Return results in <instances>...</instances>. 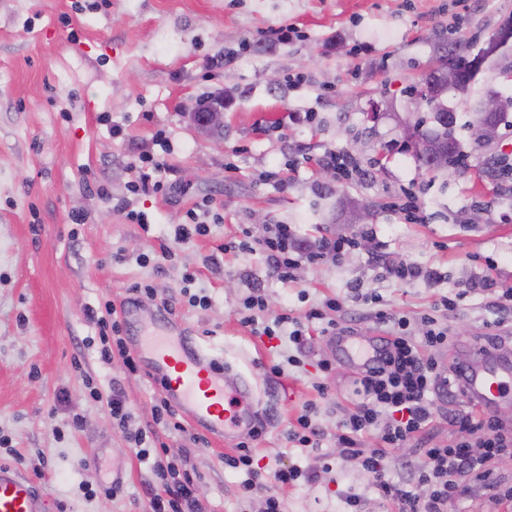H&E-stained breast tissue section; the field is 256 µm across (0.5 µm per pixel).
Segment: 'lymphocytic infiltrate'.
Listing matches in <instances>:
<instances>
[{
  "label": "lymphocytic infiltrate",
  "instance_id": "lymphocytic-infiltrate-1",
  "mask_svg": "<svg viewBox=\"0 0 512 512\" xmlns=\"http://www.w3.org/2000/svg\"><path fill=\"white\" fill-rule=\"evenodd\" d=\"M354 236H323L311 241L298 238L291 227L273 224L259 240L242 237L239 242L225 243V250L263 252L273 276L281 283L296 280L298 267L336 261L357 248ZM364 303L375 305L374 317L384 326L386 338L375 361L353 381V412L338 424L336 440L345 454L360 457L378 496L397 504L399 512H448V504L479 487L494 512H512V490L486 467L493 457L512 448V423L502 421L491 412L472 405L457 408L459 391L452 377L442 370L437 351L446 349L449 336L446 327L438 325L432 314L422 317L424 330L414 336L404 315L382 310L378 295H363ZM265 299L259 291L247 295L237 311L238 321L251 335L270 338L287 335L296 352L288 356L291 366H299L300 356L312 330L335 336L341 329L334 315L343 304L339 298L326 299L321 306L310 308L304 316L284 312L270 317L265 313ZM451 404V425L461 431L478 434L480 449L472 451L469 441L455 446L424 449L420 463L411 465V477L422 486V495L412 494L405 484L389 477L387 456L408 442L420 439L435 419L438 404ZM106 406L113 421L126 431L135 455L147 463L159 480L162 490L150 500L151 512H204L195 494L194 479L189 471L177 468L164 452L154 446L142 429H130L133 412L120 390H112ZM378 441L376 448L363 447L365 436Z\"/></svg>",
  "mask_w": 512,
  "mask_h": 512
}]
</instances>
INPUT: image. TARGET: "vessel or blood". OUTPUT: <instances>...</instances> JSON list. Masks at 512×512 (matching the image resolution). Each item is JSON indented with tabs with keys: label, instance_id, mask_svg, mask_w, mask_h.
<instances>
[{
	"label": "vessel or blood",
	"instance_id": "b4317fda",
	"mask_svg": "<svg viewBox=\"0 0 512 512\" xmlns=\"http://www.w3.org/2000/svg\"><path fill=\"white\" fill-rule=\"evenodd\" d=\"M131 341L144 365L158 378L164 394L196 428L218 441L233 440L247 418L254 388L247 380L229 384L224 366L189 337L133 331ZM381 346L377 336L343 335L336 339L342 362L359 369L375 359ZM474 362L466 364L461 383L480 406L493 409L506 387L512 386V359L482 364L486 352L475 348ZM0 512H43L30 483L13 467L0 464Z\"/></svg>",
	"mask_w": 512,
	"mask_h": 512
}]
</instances>
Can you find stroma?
<instances>
[{"label":"stroma","mask_w":512,"mask_h":512,"mask_svg":"<svg viewBox=\"0 0 512 512\" xmlns=\"http://www.w3.org/2000/svg\"><path fill=\"white\" fill-rule=\"evenodd\" d=\"M512 15V0H0V464L30 479L45 512H151L156 478L91 389L118 387L134 424L157 429L169 458L196 474L208 512H261L277 496L283 512H346L344 492L358 494L361 512H398L379 498L358 459L342 454L336 426L351 408L350 369L335 360L332 339L312 336L300 366L269 378L270 366L292 351L287 337L250 335L236 311L249 284L260 285L266 313H304L330 296L344 301L341 326L371 336L366 294L405 314L412 334L435 312L454 340L442 364L468 361L492 317L491 293L449 310L434 305L494 263L493 278L512 285V191L493 174L512 153L499 129L495 143H477L464 98L449 92L456 112L463 170L427 172L404 140L415 121L411 88L435 66L441 40H487ZM293 27L300 38L272 43L264 32ZM229 57V68L216 67ZM301 77V84L287 80ZM224 99V138L203 134L191 119L200 101ZM354 154L368 179L327 178L325 151ZM149 154L166 163L165 193H132L133 165ZM279 172L276 180L265 171ZM412 186L421 222L408 223L395 201ZM106 195H98V187ZM210 200L209 235L175 238L195 203ZM145 216L144 224L126 217ZM82 223L70 220L71 214ZM290 225L302 239L372 231L366 248L340 263L301 266L298 282L271 276L261 252L224 251L256 215ZM174 252L159 257L161 247ZM125 262H115L117 252ZM154 253L147 266L135 254ZM414 262L442 280L394 281L382 268ZM195 271L190 306L182 278ZM149 284L140 317L153 329L158 300L175 305L166 321L224 363L229 381L256 387L261 434L241 430L254 461L271 473L291 464L318 472L314 483L268 482L242 500V472L229 468L236 442L156 428L161 388L146 370L128 374L121 358L102 363L83 339L99 334L86 309L127 303L128 288ZM360 292H352V284ZM335 361L333 372L317 363ZM325 383L319 396L317 383ZM317 405L319 447L287 439L304 402ZM79 428H71L73 418ZM116 494L85 496L97 484Z\"/></svg>","instance_id":"1"}]
</instances>
